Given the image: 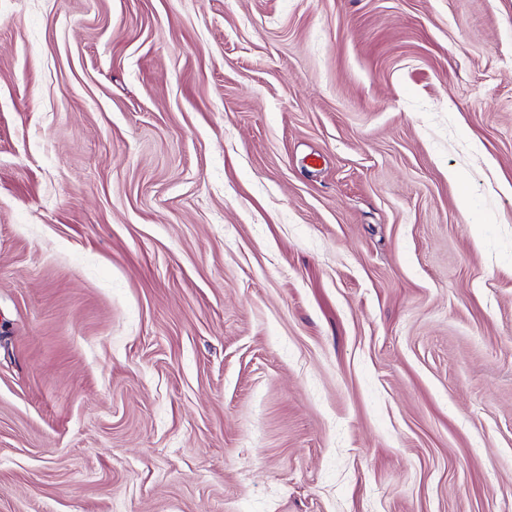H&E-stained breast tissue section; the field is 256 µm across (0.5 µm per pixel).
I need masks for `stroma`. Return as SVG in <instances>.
Segmentation results:
<instances>
[{
  "mask_svg": "<svg viewBox=\"0 0 512 512\" xmlns=\"http://www.w3.org/2000/svg\"><path fill=\"white\" fill-rule=\"evenodd\" d=\"M0 512H512V0H0Z\"/></svg>",
  "mask_w": 512,
  "mask_h": 512,
  "instance_id": "obj_1",
  "label": "stroma"
}]
</instances>
